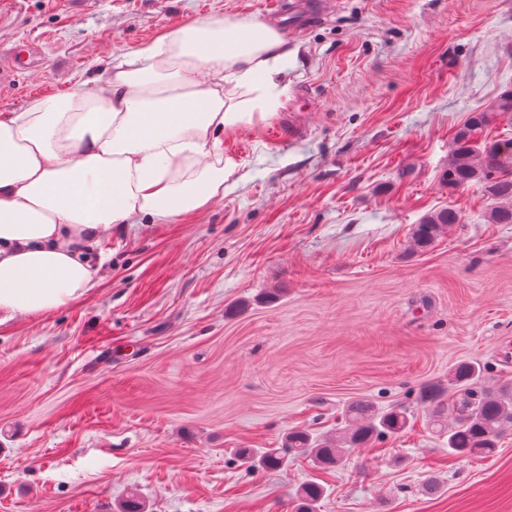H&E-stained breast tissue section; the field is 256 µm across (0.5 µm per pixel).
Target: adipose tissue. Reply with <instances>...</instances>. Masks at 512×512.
<instances>
[{
  "mask_svg": "<svg viewBox=\"0 0 512 512\" xmlns=\"http://www.w3.org/2000/svg\"><path fill=\"white\" fill-rule=\"evenodd\" d=\"M288 55L267 23L195 20L0 114V324L83 298L104 278V236L223 199L222 137L282 106Z\"/></svg>",
  "mask_w": 512,
  "mask_h": 512,
  "instance_id": "obj_1",
  "label": "adipose tissue"
}]
</instances>
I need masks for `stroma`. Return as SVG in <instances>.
<instances>
[{
    "label": "stroma",
    "instance_id": "stroma-1",
    "mask_svg": "<svg viewBox=\"0 0 512 512\" xmlns=\"http://www.w3.org/2000/svg\"><path fill=\"white\" fill-rule=\"evenodd\" d=\"M288 17V0H0V44L28 55L0 113L68 92L196 18ZM282 107L225 135L224 198L101 239L103 281L0 325V512H512V434L449 457L416 421L342 468L239 448L335 431L357 399L418 407L462 361L512 379V224L480 185L448 190L452 134L512 90V0H323L284 32ZM461 221L425 252L413 228ZM435 479L440 494L424 490ZM460 213L452 208H443L425 217L413 233V249L417 252L428 250L442 230L449 224L460 223ZM238 457L249 468L276 470L286 462L285 454L277 448H239ZM324 488L316 483L303 484L295 494V512H315L317 502L322 498Z\"/></svg>",
    "mask_w": 512,
    "mask_h": 512
}]
</instances>
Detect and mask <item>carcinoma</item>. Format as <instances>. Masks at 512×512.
I'll return each mask as SVG.
<instances>
[{
  "label": "carcinoma",
  "instance_id": "cac0c4a2",
  "mask_svg": "<svg viewBox=\"0 0 512 512\" xmlns=\"http://www.w3.org/2000/svg\"><path fill=\"white\" fill-rule=\"evenodd\" d=\"M493 114L512 120V91L500 94L483 111L471 113L454 133L442 180L452 190L482 185L490 201L489 223L512 224V139L481 140ZM460 220V213L452 207L425 217L413 233V249L428 250L444 228ZM482 379L480 365L460 362L450 369L448 383L433 382L420 390L419 404L427 423L436 434L448 438V455L452 457H489L498 448L500 437L512 431V384L486 387L481 385ZM343 420L344 426L332 439L294 429L286 435L284 447L290 453H307L317 466L330 469L355 448L404 433L410 415L355 400L346 406ZM238 457L250 468L266 470H276L286 462L277 448H240ZM323 494L324 488L316 482L302 485L295 494V512H315Z\"/></svg>",
  "mask_w": 512,
  "mask_h": 512
}]
</instances>
